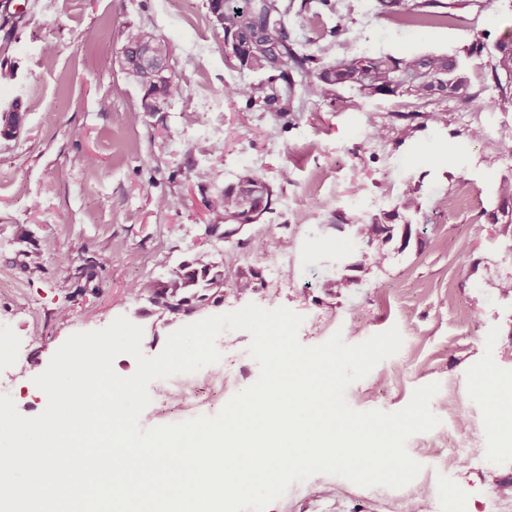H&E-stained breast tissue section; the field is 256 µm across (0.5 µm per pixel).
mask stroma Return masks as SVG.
Returning <instances> with one entry per match:
<instances>
[{"label": "stroma", "instance_id": "stroma-1", "mask_svg": "<svg viewBox=\"0 0 512 512\" xmlns=\"http://www.w3.org/2000/svg\"><path fill=\"white\" fill-rule=\"evenodd\" d=\"M443 2L461 25L400 29L379 14L376 0H313L287 24L304 40L318 23L306 49L325 62L353 41L373 54L464 57L474 100L368 99L340 89L322 99L296 96L275 112L260 101L268 72L239 71L206 0H0V112L14 106L25 115L15 137H0V276L15 283L0 294V393L22 415L33 404L45 409L34 377L70 335L120 316L143 328L144 354L158 355L174 327L132 293L138 280L162 277L184 260L230 273L251 268L261 285L226 294L209 315L250 303L284 306L303 316L298 338L306 346L337 332L358 344L398 327L400 351L349 387L352 408L394 412L416 388L440 385L431 401L440 425L406 445L423 466L409 485L362 488L318 474L292 484L268 512H493V490L512 487V454L499 451L512 440V295L499 291L492 269L512 232L488 222L499 206L493 187L512 176V159L469 140L462 114L489 109L491 59L467 57L466 49L512 35V0ZM129 25L150 27L172 46L174 93L164 111H143L140 85L118 66ZM229 85L243 96L227 99ZM189 112L204 113V124H187ZM407 113L409 137L402 132ZM371 116L386 128L377 142L367 135ZM392 159L419 203L401 215L411 242L386 245L385 259L352 288H329L345 275L339 258L354 238L352 226L336 231L333 215L347 213L351 200L381 196ZM247 170L271 184V211L229 237L206 235L207 225L224 222L209 199ZM315 175L324 184L313 197L307 185ZM462 180L472 187L471 205L439 210V199ZM162 196L170 208L157 207ZM280 236L297 249L281 282L268 262L250 255L252 239ZM31 251L38 266L27 263ZM104 254L112 262L102 268ZM28 314L36 336L22 344L16 323ZM219 341L233 382L205 407L208 415L259 376L247 332ZM494 403L502 416L492 428Z\"/></svg>", "mask_w": 512, "mask_h": 512}]
</instances>
